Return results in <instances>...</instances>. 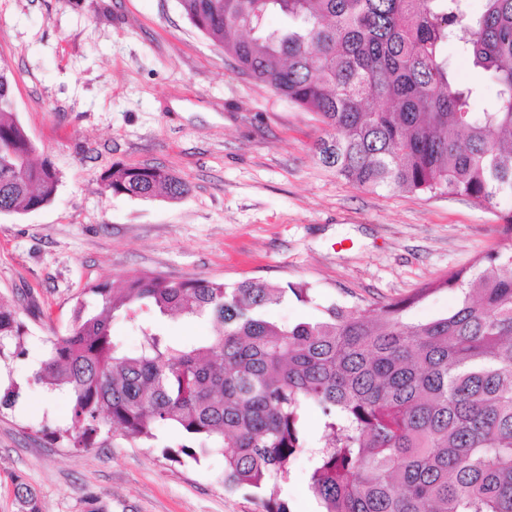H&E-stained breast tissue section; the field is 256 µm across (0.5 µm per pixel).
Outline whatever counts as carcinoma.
I'll use <instances>...</instances> for the list:
<instances>
[{"mask_svg": "<svg viewBox=\"0 0 512 512\" xmlns=\"http://www.w3.org/2000/svg\"><path fill=\"white\" fill-rule=\"evenodd\" d=\"M189 22L255 80L313 112L327 137L321 163L375 191L446 192L479 208L512 203V0H178ZM283 24L270 29L266 17ZM467 59L481 80L463 83ZM15 80L0 58V213L52 202L60 177L13 107ZM495 92L485 95L484 82ZM104 191L175 201L187 184L159 166L114 165ZM458 307L424 322L408 310L440 289ZM299 284L171 280L154 272L84 289L64 336L47 339L33 381L67 395L71 414L50 435L87 448L102 429L152 447L159 426L183 438L182 464L224 455V486L251 488L264 512L291 461L314 464L323 512H512V250L480 255L378 310L331 304L293 325L266 310ZM212 323L194 343L168 336L145 312ZM136 325L139 347L112 336ZM27 328L0 304V357L25 353ZM325 432L309 434L311 412ZM19 512H42L16 484Z\"/></svg>", "mask_w": 512, "mask_h": 512, "instance_id": "obj_1", "label": "carcinoma"}]
</instances>
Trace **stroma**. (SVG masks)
Wrapping results in <instances>:
<instances>
[{
    "label": "stroma",
    "mask_w": 512,
    "mask_h": 512,
    "mask_svg": "<svg viewBox=\"0 0 512 512\" xmlns=\"http://www.w3.org/2000/svg\"><path fill=\"white\" fill-rule=\"evenodd\" d=\"M0 56L16 78L20 123L35 160L61 176L55 200L0 214V298L27 327L24 356L0 360L18 403L0 408V512L15 483L44 512H263L250 489H226L224 457L184 465L164 447L120 437L73 449L48 431L68 421L65 396L31 380L46 340L68 331L88 285L152 271L227 284L307 285L268 315L295 324L324 306H377L512 247L499 209L430 192L358 189L314 156L313 113L244 74L182 14L177 0H0ZM115 164L157 165L183 179L179 201L104 193ZM313 463L300 455L282 489L290 512H320Z\"/></svg>",
    "instance_id": "1"
}]
</instances>
